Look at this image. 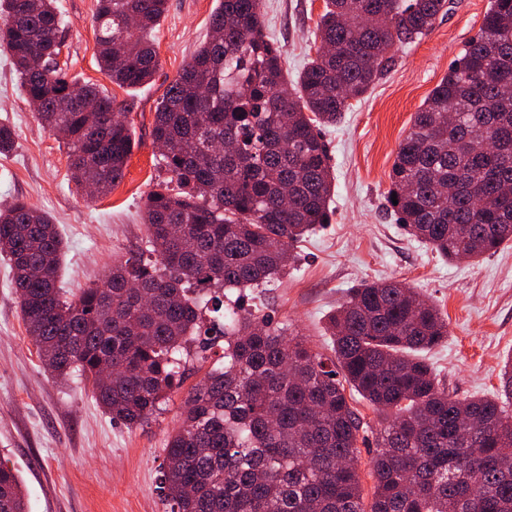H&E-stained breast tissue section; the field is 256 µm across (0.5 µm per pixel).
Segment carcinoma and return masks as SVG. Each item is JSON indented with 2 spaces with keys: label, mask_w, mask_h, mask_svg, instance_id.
Masks as SVG:
<instances>
[{
  "label": "carcinoma",
  "mask_w": 512,
  "mask_h": 512,
  "mask_svg": "<svg viewBox=\"0 0 512 512\" xmlns=\"http://www.w3.org/2000/svg\"><path fill=\"white\" fill-rule=\"evenodd\" d=\"M446 0H325L315 56L288 79L263 32L261 0H219L210 36L158 102L153 143L170 177L146 199L144 248L103 285L62 298L63 243L23 199L0 209L28 335L42 367L78 371L128 426L147 422L186 365L221 364L185 397L158 486L170 512H512V414L501 398L448 392L420 353L448 337L431 302L400 281L360 283L329 317L331 354L271 315L225 302L282 274L329 223L332 169L320 128L384 76L393 51L429 34ZM168 0H97L99 67L126 88L160 61L149 31ZM56 0H0V43L27 100L66 149L72 181L106 194L135 141L123 108L58 65ZM512 0H491L479 33L414 114L388 193L406 232L448 261L512 241ZM117 377L106 382L101 367ZM355 391L389 417L365 502ZM0 465V512H26Z\"/></svg>",
  "instance_id": "1"
}]
</instances>
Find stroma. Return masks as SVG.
Masks as SVG:
<instances>
[{
    "mask_svg": "<svg viewBox=\"0 0 512 512\" xmlns=\"http://www.w3.org/2000/svg\"><path fill=\"white\" fill-rule=\"evenodd\" d=\"M63 19L69 79L101 87L125 109L136 146L112 191L86 201L69 179L64 147L27 102L11 57L0 47V123L13 127L15 148L0 155V208L22 198L53 217L64 242L57 282L63 295L102 283L114 259L137 251L148 193L166 178L152 143L155 110L165 88L190 62L209 32L217 0H168L153 30L161 63L152 83L122 88L97 64L96 0H56ZM490 0H447L427 36L397 52L390 72L352 100L336 126L325 128L333 167L331 222L295 249L297 260L253 305L329 352V313L362 280L407 282L439 306L447 339L424 352L458 397L500 393V369L512 357V243L478 261L444 260L409 236L387 200L389 173L411 118L478 33ZM324 0H263L264 33L284 50L289 78L314 53ZM190 370L184 390L149 422L128 427L96 403L81 376L46 373L25 332L8 260L0 256V464L22 477L28 512H170L157 491L167 437L180 425L187 388L205 377ZM353 405L369 423L359 476L371 496L369 460L386 418L361 397Z\"/></svg>",
    "mask_w": 512,
    "mask_h": 512,
    "instance_id": "35a3bbf8",
    "label": "stroma"
}]
</instances>
